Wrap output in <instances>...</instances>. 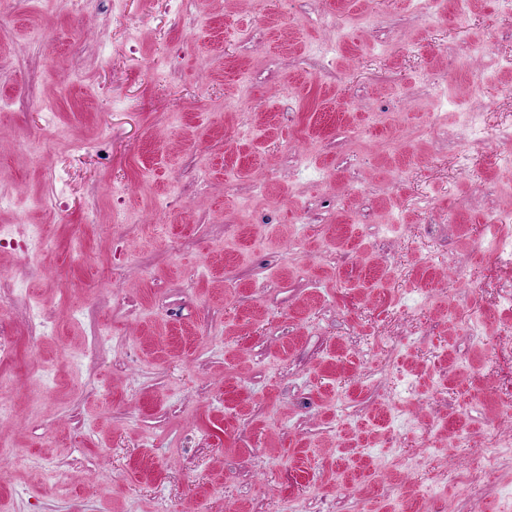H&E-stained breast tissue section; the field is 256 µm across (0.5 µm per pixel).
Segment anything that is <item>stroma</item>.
Segmentation results:
<instances>
[{
	"label": "stroma",
	"instance_id": "obj_1",
	"mask_svg": "<svg viewBox=\"0 0 512 512\" xmlns=\"http://www.w3.org/2000/svg\"><path fill=\"white\" fill-rule=\"evenodd\" d=\"M170 8L19 0L0 33V233L54 248H0V439L30 459L0 467V512H512V254L481 222L512 211L489 160L512 72L455 60L512 54V19ZM490 445L491 442L486 444L479 465L456 476L454 488L459 493L470 494L474 492L482 484L485 475L495 468L500 448H489Z\"/></svg>",
	"mask_w": 512,
	"mask_h": 512
}]
</instances>
